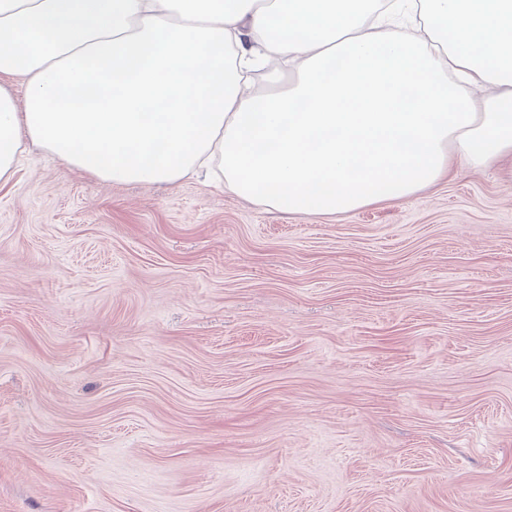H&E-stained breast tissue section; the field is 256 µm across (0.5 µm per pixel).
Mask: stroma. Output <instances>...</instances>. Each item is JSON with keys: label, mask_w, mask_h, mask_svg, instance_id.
Segmentation results:
<instances>
[{"label": "stroma", "mask_w": 512, "mask_h": 512, "mask_svg": "<svg viewBox=\"0 0 512 512\" xmlns=\"http://www.w3.org/2000/svg\"><path fill=\"white\" fill-rule=\"evenodd\" d=\"M0 512H512V175L292 214L26 154Z\"/></svg>", "instance_id": "stroma-1"}]
</instances>
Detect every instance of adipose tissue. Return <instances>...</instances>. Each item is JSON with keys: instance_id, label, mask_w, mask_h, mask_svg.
Here are the masks:
<instances>
[{"instance_id": "1", "label": "adipose tissue", "mask_w": 512, "mask_h": 512, "mask_svg": "<svg viewBox=\"0 0 512 512\" xmlns=\"http://www.w3.org/2000/svg\"><path fill=\"white\" fill-rule=\"evenodd\" d=\"M29 144L288 213L512 173V0H0V184Z\"/></svg>"}]
</instances>
